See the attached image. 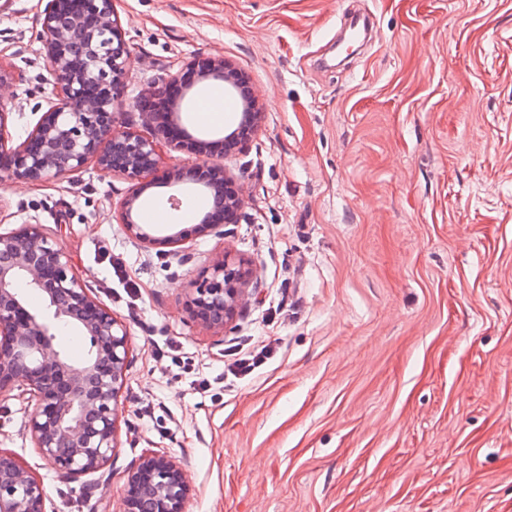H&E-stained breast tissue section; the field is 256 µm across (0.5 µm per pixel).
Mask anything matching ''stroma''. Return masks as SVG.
Here are the masks:
<instances>
[{
    "mask_svg": "<svg viewBox=\"0 0 512 512\" xmlns=\"http://www.w3.org/2000/svg\"><path fill=\"white\" fill-rule=\"evenodd\" d=\"M115 5L129 45L118 128L160 136L131 101L166 73L195 85L218 57L249 78L263 122L244 151L213 154L244 203L220 236L181 222L186 264L126 234L131 184L95 164L0 181V229L45 225L130 332L120 448L91 492L35 450L34 400L0 395V450L43 482L47 512H118L127 470L151 453L184 467L187 512H512V0ZM43 8L0 0L17 143L53 92ZM354 10L375 35L340 60ZM196 162L163 149L142 203L194 195L168 175ZM226 257L255 286L220 330L187 300ZM236 341L276 352L238 378L224 357ZM167 346L183 366L158 355ZM218 378V394L197 390Z\"/></svg>",
    "mask_w": 512,
    "mask_h": 512,
    "instance_id": "obj_1",
    "label": "stroma"
}]
</instances>
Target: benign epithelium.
Masks as SVG:
<instances>
[{
  "mask_svg": "<svg viewBox=\"0 0 512 512\" xmlns=\"http://www.w3.org/2000/svg\"><path fill=\"white\" fill-rule=\"evenodd\" d=\"M84 13L65 14L60 0H46L41 14L54 99L26 138L15 145L9 113L0 107V179L39 182L81 170L89 162L120 175L135 189L122 202L119 223L139 242L173 247L186 233H167L139 222L144 181L157 169L161 142L115 126L114 104L122 96L128 55L115 0H80ZM219 80L236 89L241 72L224 58L213 60L201 81ZM254 92L244 99L238 127L224 137V155L241 151L260 127ZM204 188L224 186L229 174L206 165ZM243 199L224 201V214L205 213L198 233L224 234L237 220ZM249 270L225 258L203 271L192 298L194 316L224 328L248 296ZM41 296L33 310L26 292ZM62 327L90 341L88 357L71 363L55 340ZM129 331L112 310L93 296L74 272L72 260L41 224L0 231V393L18 383L36 402L29 433L34 447L66 477L112 465L119 448V408L127 372ZM189 483L181 464L166 454L142 457L126 475L122 512H186ZM41 481L13 455L0 451V512H46Z\"/></svg>",
  "mask_w": 512,
  "mask_h": 512,
  "instance_id": "benign-epithelium-1",
  "label": "benign epithelium"
}]
</instances>
